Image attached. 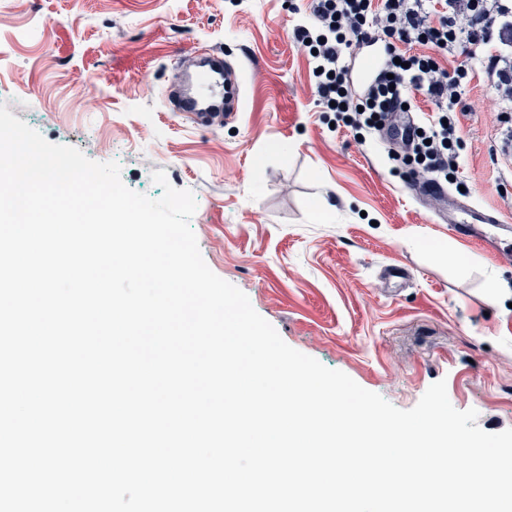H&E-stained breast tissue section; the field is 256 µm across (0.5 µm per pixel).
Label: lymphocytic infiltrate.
Wrapping results in <instances>:
<instances>
[{
  "label": "lymphocytic infiltrate",
  "instance_id": "obj_1",
  "mask_svg": "<svg viewBox=\"0 0 512 512\" xmlns=\"http://www.w3.org/2000/svg\"><path fill=\"white\" fill-rule=\"evenodd\" d=\"M310 22L293 31L312 55L316 93L336 121L381 131L413 94L436 107L420 135L389 149L409 180L456 183L464 147L459 115L475 74L500 100L501 151L512 150V0H310ZM379 46L380 66L355 82V62Z\"/></svg>",
  "mask_w": 512,
  "mask_h": 512
}]
</instances>
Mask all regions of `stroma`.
<instances>
[{
    "mask_svg": "<svg viewBox=\"0 0 512 512\" xmlns=\"http://www.w3.org/2000/svg\"><path fill=\"white\" fill-rule=\"evenodd\" d=\"M307 0H0V103L48 142L118 161L131 190L192 191L202 257L292 348L397 408L445 381L486 432L512 428V162L494 161L498 100L465 91L458 178L501 212L500 250L438 223L376 134L331 128L293 29ZM218 52L241 74L238 119L206 128L170 112L178 59ZM471 258L448 265L443 251ZM403 268L400 276L390 267ZM504 281L501 290L492 279Z\"/></svg>",
    "mask_w": 512,
    "mask_h": 512,
    "instance_id": "stroma-1",
    "label": "stroma"
}]
</instances>
